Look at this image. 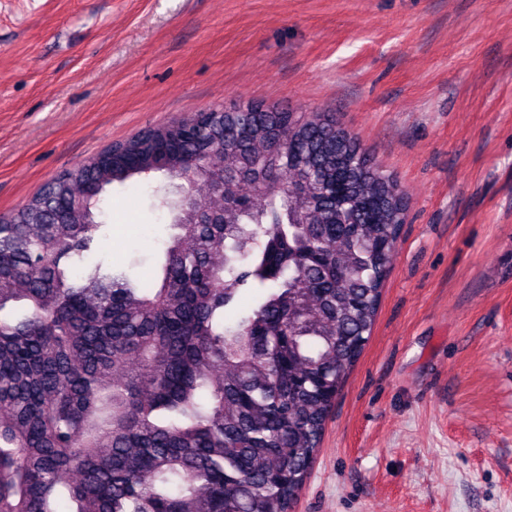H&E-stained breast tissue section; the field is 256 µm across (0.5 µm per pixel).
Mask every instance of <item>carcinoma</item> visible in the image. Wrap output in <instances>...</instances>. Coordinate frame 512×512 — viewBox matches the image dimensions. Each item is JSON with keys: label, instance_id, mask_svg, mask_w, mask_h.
Masks as SVG:
<instances>
[{"label": "carcinoma", "instance_id": "cac0c4a2", "mask_svg": "<svg viewBox=\"0 0 512 512\" xmlns=\"http://www.w3.org/2000/svg\"><path fill=\"white\" fill-rule=\"evenodd\" d=\"M357 155L259 103L147 128L0 216V512H293L405 221ZM151 181L177 233L143 280L100 255L102 203Z\"/></svg>", "mask_w": 512, "mask_h": 512}]
</instances>
